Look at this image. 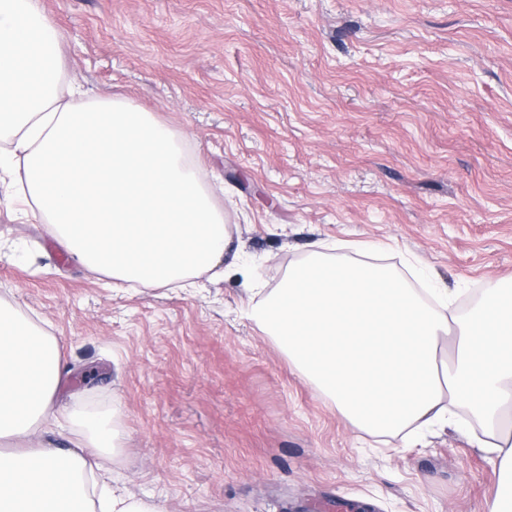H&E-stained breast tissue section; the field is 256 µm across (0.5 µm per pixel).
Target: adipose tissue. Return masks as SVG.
<instances>
[{
  "instance_id": "ef3b65f1",
  "label": "adipose tissue",
  "mask_w": 512,
  "mask_h": 512,
  "mask_svg": "<svg viewBox=\"0 0 512 512\" xmlns=\"http://www.w3.org/2000/svg\"><path fill=\"white\" fill-rule=\"evenodd\" d=\"M1 175L14 213L113 287L224 275V211L182 134L68 84L40 0H0ZM450 303L447 288L425 294L390 266L317 248L248 316L368 436L427 430L466 407L507 474L491 512H512V286L489 285L463 315ZM61 377L57 341L0 302V512H162L103 465L121 445L117 413L61 406ZM58 428L67 447H46Z\"/></svg>"
}]
</instances>
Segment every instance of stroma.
<instances>
[{
  "label": "stroma",
  "instance_id": "stroma-1",
  "mask_svg": "<svg viewBox=\"0 0 512 512\" xmlns=\"http://www.w3.org/2000/svg\"><path fill=\"white\" fill-rule=\"evenodd\" d=\"M65 74L190 137L238 264L112 287L0 207V299L58 342L59 395L121 408L110 461L165 512H490L451 426L362 443L247 316L314 244L417 260L466 309L512 279V0H41Z\"/></svg>",
  "mask_w": 512,
  "mask_h": 512
}]
</instances>
